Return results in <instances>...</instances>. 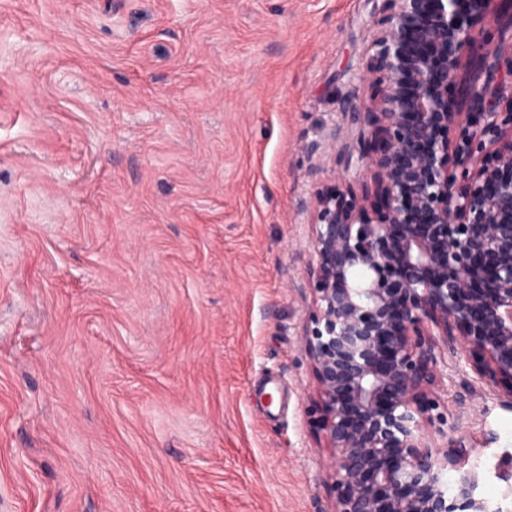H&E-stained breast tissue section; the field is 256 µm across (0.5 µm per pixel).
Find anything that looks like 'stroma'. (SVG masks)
<instances>
[{"label":"stroma","mask_w":512,"mask_h":512,"mask_svg":"<svg viewBox=\"0 0 512 512\" xmlns=\"http://www.w3.org/2000/svg\"><path fill=\"white\" fill-rule=\"evenodd\" d=\"M367 0H0V512H329L301 334ZM480 495L512 405L452 366Z\"/></svg>","instance_id":"obj_1"}]
</instances>
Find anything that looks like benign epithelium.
I'll return each instance as SVG.
<instances>
[{"label":"benign epithelium","instance_id":"obj_1","mask_svg":"<svg viewBox=\"0 0 512 512\" xmlns=\"http://www.w3.org/2000/svg\"><path fill=\"white\" fill-rule=\"evenodd\" d=\"M496 2L371 0L379 92L340 112L382 147L355 155L339 128L307 147L370 173L381 201L373 216L333 185L310 223L301 342L330 512H498L478 494L473 449L425 432L450 352L512 403V15ZM493 26L497 41L480 37ZM461 78L471 112L448 109Z\"/></svg>","mask_w":512,"mask_h":512}]
</instances>
